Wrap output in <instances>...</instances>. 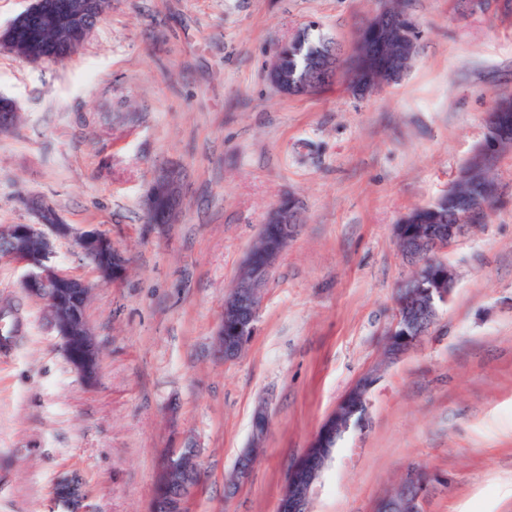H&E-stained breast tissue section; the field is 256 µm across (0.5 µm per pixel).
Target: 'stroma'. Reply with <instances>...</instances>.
Instances as JSON below:
<instances>
[{
	"label": "stroma",
	"mask_w": 512,
	"mask_h": 512,
	"mask_svg": "<svg viewBox=\"0 0 512 512\" xmlns=\"http://www.w3.org/2000/svg\"><path fill=\"white\" fill-rule=\"evenodd\" d=\"M383 0H112L83 48L30 63L0 48V98L20 117L0 134V224H33L17 202H49L95 224L128 260L86 315L100 373L70 369L42 305L0 262V512H149L156 463L199 448L205 481L186 512H278L293 464L364 374L378 380L363 426L339 442L311 512H374L407 467L437 475L426 512H512V148L485 222L440 254L456 284L429 333L383 354L411 269L394 227L442 195L512 94V0H399L423 32L397 83L365 97L346 69L317 95L285 96L267 67L309 24L351 54ZM178 183L170 223L145 221L160 173ZM304 213L235 358L215 336L224 297L283 200ZM270 428L249 480L226 479Z\"/></svg>",
	"instance_id": "1"
}]
</instances>
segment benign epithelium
Returning <instances> with one entry per match:
<instances>
[{
  "mask_svg": "<svg viewBox=\"0 0 512 512\" xmlns=\"http://www.w3.org/2000/svg\"><path fill=\"white\" fill-rule=\"evenodd\" d=\"M98 0H31L29 7L7 28L0 31V42L11 45L19 36V21L36 19L43 24L53 19L71 25L75 32L88 37L102 18L97 11ZM278 47L268 79L280 93L288 89V54ZM418 39L410 33H400L394 42L396 54L414 55ZM403 69L388 70L365 81L349 84L357 94L376 91L400 80ZM493 134L485 139L461 165L456 179L448 192L457 207L464 210V222L439 224L438 213L433 208L424 209L421 219L432 217L436 223L429 225L427 238L433 252L446 250L464 237L475 225L485 221L493 202L483 189L487 170L497 166L501 146L512 142V113L498 112L493 117ZM39 221L36 224H15L8 239L9 250L15 261L27 268L23 281L26 294L47 305L51 312V324L60 340V348L70 369L85 383L97 381L99 349L87 322L82 300L87 298L95 284L75 278L53 261L54 243L70 240L86 262L99 267L98 275L105 281L117 280L126 269L125 256L114 247L112 239L93 224L77 226L61 220L45 218L48 205L40 202L33 206ZM301 223L297 204L290 200L280 203L268 221L277 230V239L268 244L261 263L255 262L256 250H250L242 261L240 274L231 292L224 298V315L216 331L224 357L237 355L235 342L226 339L230 333L254 332L263 289L266 288L275 266L288 242L294 237ZM421 228L403 219L395 226L400 253L412 267V284L418 281L421 263L418 262L417 246L423 241H413ZM436 273L413 292L396 297L394 315L385 332V355L391 360L403 356L416 341L413 337L429 330L439 315V305L446 303L455 288V277L447 264L434 266ZM352 394L347 392L327 416L310 440L308 448L292 468L288 484L283 492L278 512H311L313 489L335 451L336 434L343 429L341 416L350 409ZM269 428V416L263 409L257 411L253 421L252 447L237 459L232 471L233 488L243 485L249 478L255 459V447L263 440ZM201 475L198 451L190 446L169 448L157 460L156 481L172 487V502L155 507L157 512H168L172 507L185 508L198 483L191 477ZM435 480L434 475L420 467H413L407 475L408 485L417 487L416 492L399 498L393 495L379 501L376 512H423L425 499Z\"/></svg>",
  "mask_w": 512,
  "mask_h": 512,
  "instance_id": "obj_1",
  "label": "benign epithelium"
}]
</instances>
